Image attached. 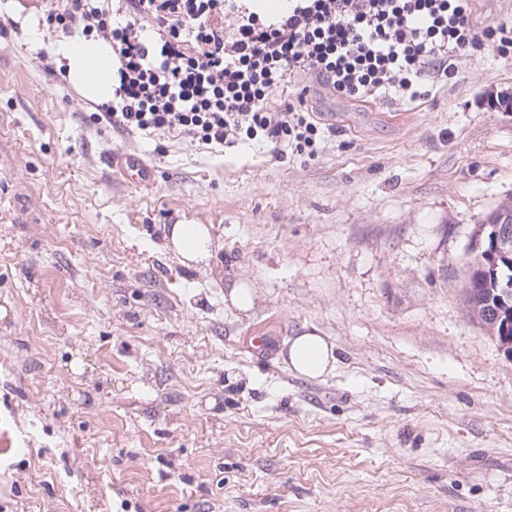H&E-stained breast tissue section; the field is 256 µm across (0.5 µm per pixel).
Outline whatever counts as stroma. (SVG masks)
Instances as JSON below:
<instances>
[{"label":"stroma","instance_id":"stroma-1","mask_svg":"<svg viewBox=\"0 0 512 512\" xmlns=\"http://www.w3.org/2000/svg\"><path fill=\"white\" fill-rule=\"evenodd\" d=\"M36 12L0 0V512H512V359L462 295L512 198V56L418 102L296 75L271 111L305 96L329 134L278 158L95 122ZM173 224L210 225L209 267ZM312 327L316 379L284 359ZM111 165L112 169L117 168L122 177L134 185L147 187L153 182L154 175L152 167L139 156H112ZM256 295V290L250 282L237 279L231 283L228 292H224V305L246 314L253 309ZM286 354L292 370L310 379L331 371L337 362L334 345L321 336L316 328L295 336L288 343Z\"/></svg>","mask_w":512,"mask_h":512}]
</instances>
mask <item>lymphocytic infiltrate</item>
<instances>
[{
    "label": "lymphocytic infiltrate",
    "mask_w": 512,
    "mask_h": 512,
    "mask_svg": "<svg viewBox=\"0 0 512 512\" xmlns=\"http://www.w3.org/2000/svg\"><path fill=\"white\" fill-rule=\"evenodd\" d=\"M45 0L39 25L102 42L112 98L94 118L128 133L174 132L207 149L245 141L275 155L315 157L325 131L305 109L270 101L292 75L367 101H416L448 77L450 61L512 28L476 31L471 0Z\"/></svg>",
    "instance_id": "1"
}]
</instances>
